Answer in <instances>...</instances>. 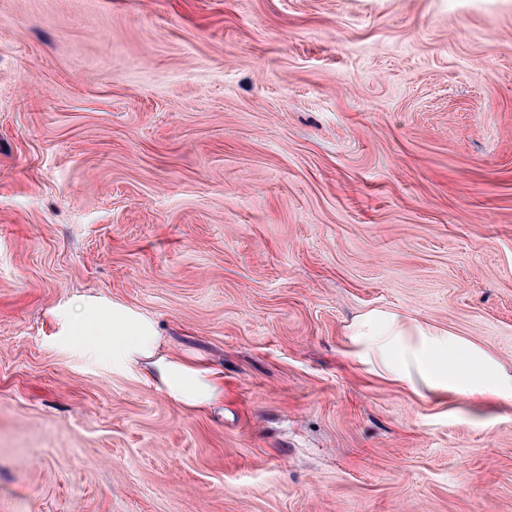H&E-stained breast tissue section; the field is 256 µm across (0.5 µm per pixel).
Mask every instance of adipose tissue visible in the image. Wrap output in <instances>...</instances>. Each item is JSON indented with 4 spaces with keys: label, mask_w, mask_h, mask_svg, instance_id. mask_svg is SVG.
Instances as JSON below:
<instances>
[{
    "label": "adipose tissue",
    "mask_w": 512,
    "mask_h": 512,
    "mask_svg": "<svg viewBox=\"0 0 512 512\" xmlns=\"http://www.w3.org/2000/svg\"><path fill=\"white\" fill-rule=\"evenodd\" d=\"M71 342L113 367L144 369L167 396L192 408L224 399L220 373L162 350L154 324L145 316L112 303L87 305L83 321L70 325ZM348 344L358 363L379 376L420 382L428 392L512 397V368L448 330L406 314L372 309L348 329Z\"/></svg>",
    "instance_id": "adipose-tissue-1"
}]
</instances>
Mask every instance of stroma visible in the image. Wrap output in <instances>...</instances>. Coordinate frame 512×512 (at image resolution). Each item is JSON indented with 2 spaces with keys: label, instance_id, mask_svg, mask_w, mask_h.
Wrapping results in <instances>:
<instances>
[{
  "label": "stroma",
  "instance_id": "stroma-1",
  "mask_svg": "<svg viewBox=\"0 0 512 512\" xmlns=\"http://www.w3.org/2000/svg\"><path fill=\"white\" fill-rule=\"evenodd\" d=\"M373 308L512 367V0H0V512H512V398L365 371ZM83 321L70 324L71 342L112 368L144 369L167 396L192 408L213 406L224 399L220 373L162 351L161 336L145 316L112 303L86 306Z\"/></svg>",
  "mask_w": 512,
  "mask_h": 512
}]
</instances>
